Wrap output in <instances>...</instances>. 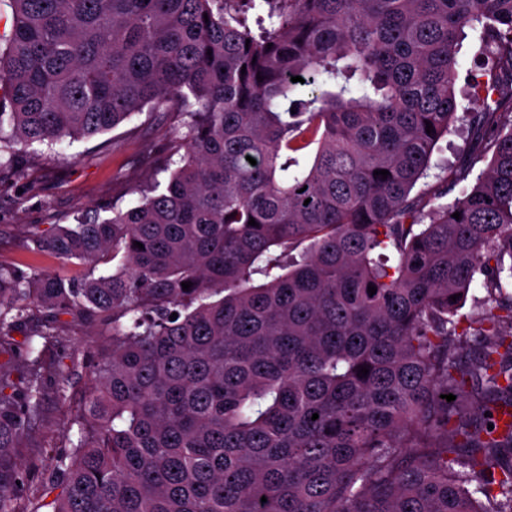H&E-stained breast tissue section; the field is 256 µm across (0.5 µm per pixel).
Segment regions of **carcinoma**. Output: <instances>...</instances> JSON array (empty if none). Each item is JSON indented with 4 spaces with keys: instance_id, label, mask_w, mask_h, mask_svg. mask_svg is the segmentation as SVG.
<instances>
[{
    "instance_id": "cac0c4a2",
    "label": "carcinoma",
    "mask_w": 512,
    "mask_h": 512,
    "mask_svg": "<svg viewBox=\"0 0 512 512\" xmlns=\"http://www.w3.org/2000/svg\"><path fill=\"white\" fill-rule=\"evenodd\" d=\"M3 2L6 163L188 117L166 185L30 230L83 282L0 268V325L37 306L43 338L70 315L112 346L34 512H512V128L456 94L477 24L475 92L512 83V0H248L257 35L241 0ZM458 121L491 159L422 224L411 191ZM40 395L36 362L23 400L0 392V512ZM466 36L460 39L458 46V61L464 75L472 71L479 80L486 81L489 74L484 76L485 69L483 54L480 52L479 32L469 27L465 28Z\"/></svg>"
}]
</instances>
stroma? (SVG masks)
<instances>
[{
    "label": "stroma",
    "mask_w": 512,
    "mask_h": 512,
    "mask_svg": "<svg viewBox=\"0 0 512 512\" xmlns=\"http://www.w3.org/2000/svg\"><path fill=\"white\" fill-rule=\"evenodd\" d=\"M183 121L177 110L147 107L103 135L73 143L65 140L51 148L35 145L27 149L22 164L1 167L0 265L56 274L75 283L83 280L85 265L33 252L27 230L71 224L81 214L112 205H137L141 186L165 180L160 162L172 152ZM470 150V136L462 128L438 142L427 176L412 191L423 213L461 197V190L445 195L441 189ZM46 321L42 309L33 307L23 321L0 328L8 335L0 344V377L13 381L14 396H22V380L32 362L42 368L40 414L20 450L15 512H28L48 475L77 439L76 417L93 368L109 348L103 329L67 316L57 323L52 339H43Z\"/></svg>",
    "instance_id": "obj_1"
}]
</instances>
